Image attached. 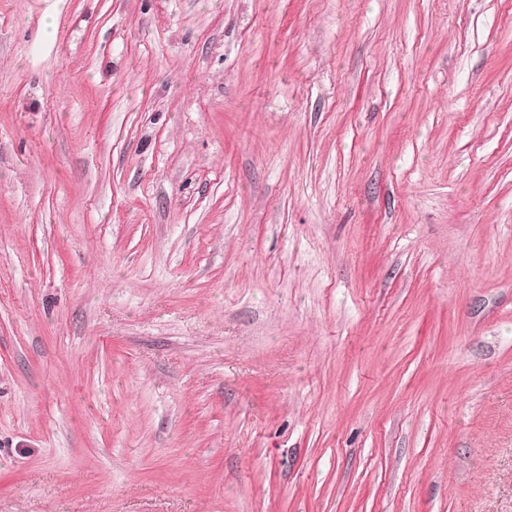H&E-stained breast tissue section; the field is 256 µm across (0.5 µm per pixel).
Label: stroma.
Returning <instances> with one entry per match:
<instances>
[{
	"label": "stroma",
	"instance_id": "1",
	"mask_svg": "<svg viewBox=\"0 0 512 512\" xmlns=\"http://www.w3.org/2000/svg\"><path fill=\"white\" fill-rule=\"evenodd\" d=\"M0 512H512V0H0Z\"/></svg>",
	"mask_w": 512,
	"mask_h": 512
}]
</instances>
